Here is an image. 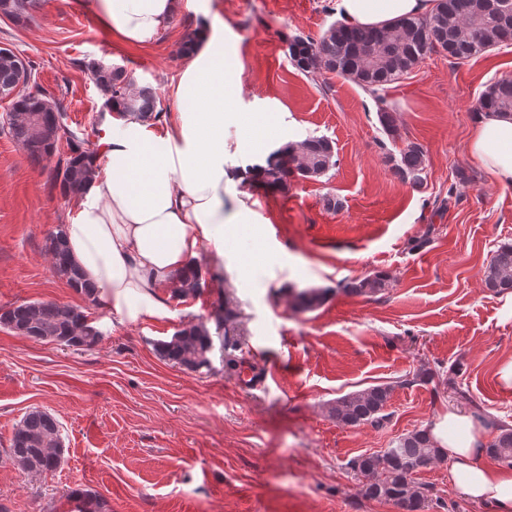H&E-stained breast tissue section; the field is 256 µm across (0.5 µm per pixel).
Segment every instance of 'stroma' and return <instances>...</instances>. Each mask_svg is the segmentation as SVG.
I'll list each match as a JSON object with an SVG mask.
<instances>
[{"mask_svg": "<svg viewBox=\"0 0 512 512\" xmlns=\"http://www.w3.org/2000/svg\"><path fill=\"white\" fill-rule=\"evenodd\" d=\"M332 0H198L224 20L243 65L234 109L277 122L299 143L324 136L337 164L316 179H291L283 193L238 184L251 223L228 232L223 258L202 249L201 287L167 298V317L106 325V312L59 279L48 233L74 211L55 186L60 154L32 161L0 127V307L53 301L82 307L102 334L89 350L39 342L0 327V506L7 512H70L74 489L93 490L112 512H399L365 499L350 459L389 447L400 434L466 412L442 376L458 381L497 422L512 425V389L498 371L512 359V310L486 288L497 245L512 242V186L496 184L466 150L486 86L512 79V46L464 63L434 52L389 92L396 138L361 87L333 73L292 65L286 40L313 38L335 22ZM194 12L178 9L157 42L113 41L80 0H41L30 20L0 17V48L32 68L29 91L59 102L66 124L96 150L103 96L89 63L123 67L153 88L164 112L183 66L180 47ZM420 144L426 178L403 182L387 151ZM263 252L245 260L252 234ZM250 275H243V267ZM381 272L368 296L350 283ZM293 288H322L318 308L295 311ZM235 317L217 322L222 310ZM206 322L211 365L190 371L163 360L158 342ZM236 358L239 371L227 370ZM394 384L384 428L337 425L336 398ZM33 408L61 424L55 471L32 476L7 457L12 434ZM425 512H488L459 489L450 464L423 469Z\"/></svg>", "mask_w": 512, "mask_h": 512, "instance_id": "1", "label": "stroma"}]
</instances>
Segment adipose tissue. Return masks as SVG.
I'll return each mask as SVG.
<instances>
[{
  "label": "adipose tissue",
  "instance_id": "adipose-tissue-1",
  "mask_svg": "<svg viewBox=\"0 0 512 512\" xmlns=\"http://www.w3.org/2000/svg\"><path fill=\"white\" fill-rule=\"evenodd\" d=\"M119 41L147 46L177 8L195 0H85ZM346 26L380 27L431 14L435 0H333ZM199 42L172 86L177 110L163 127L105 114L111 135L100 142L95 174L63 229L73 261L109 318L138 324L166 315L161 290L190 268L201 248L224 254V227L250 223L252 211L237 185L246 171L232 168L224 126L237 121L230 104L242 89L243 66L228 49L223 20L202 14ZM492 180L512 185V114L478 113L466 146ZM431 434L451 462L462 492L490 512H512V468L479 467L472 459L485 442L470 414L448 412Z\"/></svg>",
  "mask_w": 512,
  "mask_h": 512
}]
</instances>
